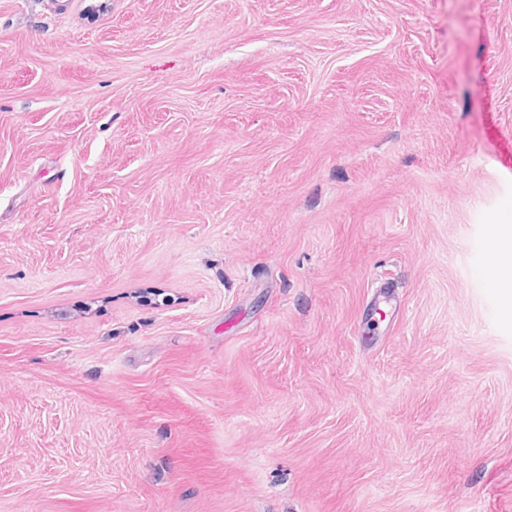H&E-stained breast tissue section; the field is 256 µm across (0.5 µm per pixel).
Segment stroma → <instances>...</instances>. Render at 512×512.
Segmentation results:
<instances>
[{
    "instance_id": "35a3bbf8",
    "label": "stroma",
    "mask_w": 512,
    "mask_h": 512,
    "mask_svg": "<svg viewBox=\"0 0 512 512\" xmlns=\"http://www.w3.org/2000/svg\"><path fill=\"white\" fill-rule=\"evenodd\" d=\"M512 0H0V512H512Z\"/></svg>"
}]
</instances>
